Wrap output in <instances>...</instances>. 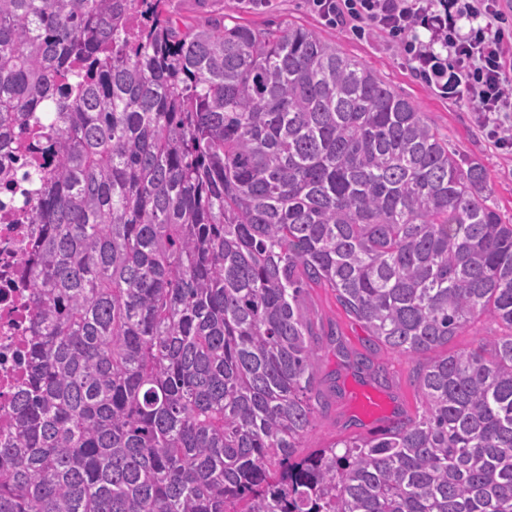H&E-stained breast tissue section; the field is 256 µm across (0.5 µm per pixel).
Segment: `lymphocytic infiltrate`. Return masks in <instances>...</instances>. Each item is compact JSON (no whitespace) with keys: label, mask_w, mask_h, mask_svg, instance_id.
I'll list each match as a JSON object with an SVG mask.
<instances>
[{"label":"lymphocytic infiltrate","mask_w":512,"mask_h":512,"mask_svg":"<svg viewBox=\"0 0 512 512\" xmlns=\"http://www.w3.org/2000/svg\"><path fill=\"white\" fill-rule=\"evenodd\" d=\"M503 0H308L326 24L352 23L395 40L431 86L452 80L483 121L512 112V69L503 36Z\"/></svg>","instance_id":"obj_1"}]
</instances>
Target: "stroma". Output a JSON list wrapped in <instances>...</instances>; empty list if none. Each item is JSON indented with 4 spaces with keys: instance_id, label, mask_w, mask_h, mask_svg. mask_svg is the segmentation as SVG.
Masks as SVG:
<instances>
[{
    "instance_id": "stroma-1",
    "label": "stroma",
    "mask_w": 512,
    "mask_h": 512,
    "mask_svg": "<svg viewBox=\"0 0 512 512\" xmlns=\"http://www.w3.org/2000/svg\"><path fill=\"white\" fill-rule=\"evenodd\" d=\"M224 18L256 28L293 22L335 41L343 54L366 64L394 92L414 103L457 158L485 166L490 174L484 191L487 203L503 220L512 222V145L500 146L488 137L486 130L478 126L476 115L461 89L443 94L429 86L392 39L378 34L363 37L347 27H330L309 9L306 0H273L271 8L261 10L251 8L247 0H224ZM304 304L316 331L336 327L348 348L360 352L371 344V336L344 312L330 290L307 289ZM319 355L316 391L324 409L308 435L307 444L312 449L348 434L366 435L375 429L374 424L363 421L353 401L355 389L370 385V378L335 355L327 343H320ZM372 358L388 368V381L381 390L394 399L399 415L413 416L420 412L416 387L418 363L383 348L374 351Z\"/></svg>"
}]
</instances>
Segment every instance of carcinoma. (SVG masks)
<instances>
[{
    "label": "carcinoma",
    "mask_w": 512,
    "mask_h": 512,
    "mask_svg": "<svg viewBox=\"0 0 512 512\" xmlns=\"http://www.w3.org/2000/svg\"><path fill=\"white\" fill-rule=\"evenodd\" d=\"M49 98L0 512H512V224L482 164L335 42L222 7L0 0V145ZM313 285L410 360L481 316L511 334L422 366L415 417L304 453Z\"/></svg>",
    "instance_id": "1"
}]
</instances>
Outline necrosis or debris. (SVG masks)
<instances>
[{
	"label": "necrosis or debris",
	"instance_id": "1",
	"mask_svg": "<svg viewBox=\"0 0 512 512\" xmlns=\"http://www.w3.org/2000/svg\"><path fill=\"white\" fill-rule=\"evenodd\" d=\"M46 144L21 150L9 143L0 151V444L16 432V409L31 390L30 350L35 336L31 270L41 225L32 223V190L25 172L49 168Z\"/></svg>",
	"mask_w": 512,
	"mask_h": 512
}]
</instances>
